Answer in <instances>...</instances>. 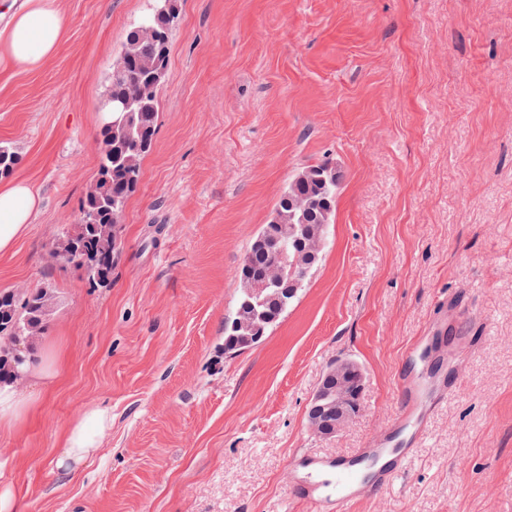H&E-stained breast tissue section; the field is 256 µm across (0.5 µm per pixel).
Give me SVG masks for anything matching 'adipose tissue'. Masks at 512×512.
<instances>
[{
  "instance_id": "adipose-tissue-1",
  "label": "adipose tissue",
  "mask_w": 512,
  "mask_h": 512,
  "mask_svg": "<svg viewBox=\"0 0 512 512\" xmlns=\"http://www.w3.org/2000/svg\"><path fill=\"white\" fill-rule=\"evenodd\" d=\"M67 18L57 0H26L24 8L0 28V64L23 69L39 67L57 50ZM40 204L38 192L26 181L0 185V252L10 251L26 232ZM112 430V412L98 404L84 407L66 426L62 454L55 465L67 468L101 448Z\"/></svg>"
}]
</instances>
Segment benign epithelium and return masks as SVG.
<instances>
[{"label": "benign epithelium", "instance_id": "benign-epithelium-1", "mask_svg": "<svg viewBox=\"0 0 512 512\" xmlns=\"http://www.w3.org/2000/svg\"><path fill=\"white\" fill-rule=\"evenodd\" d=\"M364 374L350 358H338L321 376L308 409V425L319 437L345 430L360 411Z\"/></svg>", "mask_w": 512, "mask_h": 512}]
</instances>
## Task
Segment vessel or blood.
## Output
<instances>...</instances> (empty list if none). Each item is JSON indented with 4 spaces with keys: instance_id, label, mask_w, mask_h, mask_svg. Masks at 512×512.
Wrapping results in <instances>:
<instances>
[{
    "instance_id": "obj_1",
    "label": "vessel or blood",
    "mask_w": 512,
    "mask_h": 512,
    "mask_svg": "<svg viewBox=\"0 0 512 512\" xmlns=\"http://www.w3.org/2000/svg\"><path fill=\"white\" fill-rule=\"evenodd\" d=\"M447 329L446 320H439L430 347L418 345L406 351L413 366L400 379L402 407L365 448L336 457L304 452L290 460L289 487L311 512H350L352 504L387 489L408 470L433 413L451 390L439 367Z\"/></svg>"
}]
</instances>
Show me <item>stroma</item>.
Instances as JSON below:
<instances>
[{
  "label": "stroma",
  "instance_id": "obj_1",
  "mask_svg": "<svg viewBox=\"0 0 512 512\" xmlns=\"http://www.w3.org/2000/svg\"><path fill=\"white\" fill-rule=\"evenodd\" d=\"M53 57L0 67V143L41 201L0 291L57 296L51 375L0 432L17 512H310L291 457L364 447L397 414L406 349L442 297L468 349L409 470L351 512H512V0H182L152 151L112 283L54 260L97 172L105 78L151 0H58ZM340 170L329 245L255 346L224 353L236 271L291 177ZM362 366L361 410L322 439L307 406L330 362ZM112 434L68 472L86 405Z\"/></svg>",
  "mask_w": 512,
  "mask_h": 512
}]
</instances>
